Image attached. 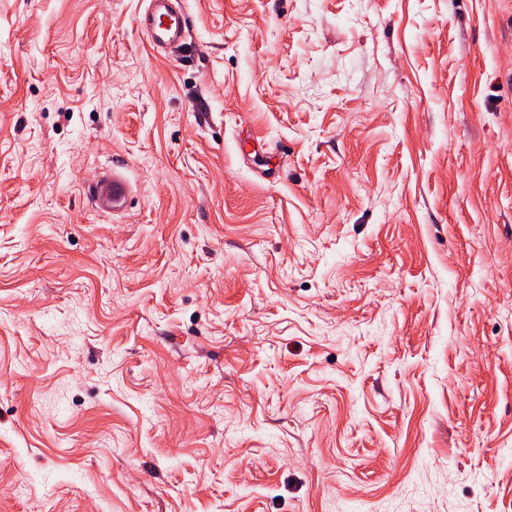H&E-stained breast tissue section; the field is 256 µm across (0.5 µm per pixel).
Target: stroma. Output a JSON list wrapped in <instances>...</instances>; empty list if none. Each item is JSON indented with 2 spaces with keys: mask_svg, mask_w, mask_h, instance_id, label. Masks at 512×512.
Returning <instances> with one entry per match:
<instances>
[{
  "mask_svg": "<svg viewBox=\"0 0 512 512\" xmlns=\"http://www.w3.org/2000/svg\"><path fill=\"white\" fill-rule=\"evenodd\" d=\"M183 2L0 0V512H512V0ZM138 23L147 32L150 45L157 51H166L182 44L190 28L189 16L177 10L172 0H149ZM129 192L127 182L114 173L99 179L91 192L93 206L100 212H116L123 205Z\"/></svg>",
  "mask_w": 512,
  "mask_h": 512,
  "instance_id": "35a3bbf8",
  "label": "stroma"
}]
</instances>
